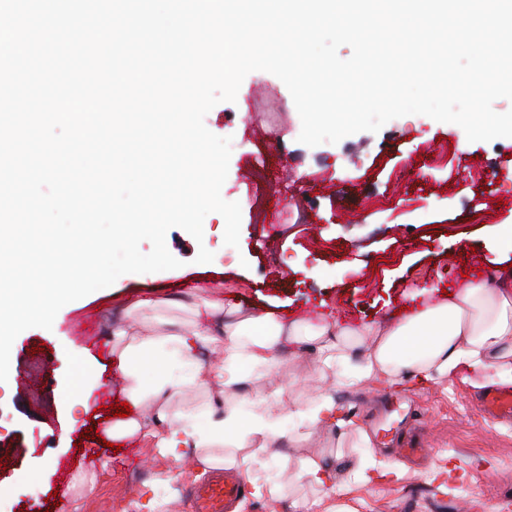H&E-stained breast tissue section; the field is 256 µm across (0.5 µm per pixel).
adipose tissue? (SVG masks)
Returning a JSON list of instances; mask_svg holds the SVG:
<instances>
[{
    "label": "adipose tissue",
    "mask_w": 512,
    "mask_h": 512,
    "mask_svg": "<svg viewBox=\"0 0 512 512\" xmlns=\"http://www.w3.org/2000/svg\"><path fill=\"white\" fill-rule=\"evenodd\" d=\"M204 342L219 343L220 361L197 363L194 350ZM288 346L313 351L321 365L345 366L351 386L366 380L396 384L407 377L426 384L465 373L477 389L512 387V269L464 282L393 323L288 321L205 296L192 319L168 333L117 331L112 365L125 382L132 415L113 425L112 437L153 434L163 455L192 446L199 464L239 471L251 498L278 501L281 485L261 479L260 472L282 420L297 417L315 429L333 412L332 400L321 394L304 405L284 389L264 393L280 372L276 349ZM213 383L237 393V400L191 410L173 407L186 391Z\"/></svg>",
    "instance_id": "ef3b65f1"
}]
</instances>
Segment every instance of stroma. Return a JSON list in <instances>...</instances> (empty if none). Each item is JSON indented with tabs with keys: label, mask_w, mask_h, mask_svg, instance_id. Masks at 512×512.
Wrapping results in <instances>:
<instances>
[{
	"label": "stroma",
	"mask_w": 512,
	"mask_h": 512,
	"mask_svg": "<svg viewBox=\"0 0 512 512\" xmlns=\"http://www.w3.org/2000/svg\"><path fill=\"white\" fill-rule=\"evenodd\" d=\"M204 123L232 140L221 194L241 204L238 247L225 245L217 213L206 216L199 241L171 228L180 268L122 275L63 306L51 329L16 337L10 374L46 359L55 385L0 387V512H191L206 475L190 467L189 449L163 456L140 434L121 448L108 445L112 407L124 400L111 385L112 331L132 301L188 299L199 283L227 303L288 318L316 307L343 321L396 319L421 287L448 288L488 272L496 257L512 262V251L498 248L512 225V138L461 149L455 124L406 115L375 133L309 147L298 140L288 88L265 71L249 73L235 102L217 104ZM448 143L455 154L425 164L427 146ZM258 172L267 193L252 186ZM299 186L307 190L302 223L292 200ZM203 247L212 262H197ZM87 317L95 320L90 342L78 331ZM85 370L108 396L82 403L76 385ZM483 398L459 378L348 389L327 427L307 435L297 419L284 422L265 474L279 473L283 450L294 461L339 456L345 466L336 483L357 512H512V419L489 418ZM418 430L428 456L403 457L398 443ZM78 451L100 455L101 464L72 468L67 493L54 495L59 460ZM448 485L454 494H445Z\"/></svg>",
	"instance_id": "1"
}]
</instances>
